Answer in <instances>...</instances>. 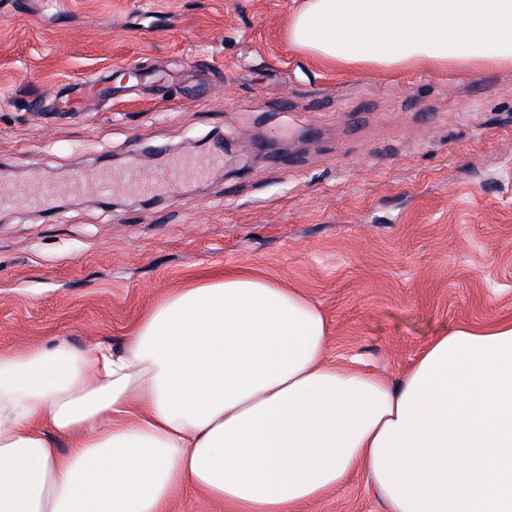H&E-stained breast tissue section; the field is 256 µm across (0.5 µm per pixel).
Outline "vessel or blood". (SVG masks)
Wrapping results in <instances>:
<instances>
[{
    "label": "vessel or blood",
    "instance_id": "1",
    "mask_svg": "<svg viewBox=\"0 0 512 512\" xmlns=\"http://www.w3.org/2000/svg\"><path fill=\"white\" fill-rule=\"evenodd\" d=\"M109 86L99 83L85 84L61 98L57 109L61 112H93L104 97L111 95ZM220 160L219 155L183 156L171 159L152 178H144L139 168L132 167L115 175L111 170L103 168L91 174H83L75 178L69 186L70 191L84 192L98 189L110 191H151L165 190L173 187L178 181L186 178L203 177L208 170ZM55 185H42L38 191H30L25 187H0V207H11L25 204L34 207L49 205L58 194Z\"/></svg>",
    "mask_w": 512,
    "mask_h": 512
}]
</instances>
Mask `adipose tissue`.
I'll use <instances>...</instances> for the list:
<instances>
[{"instance_id":"ef3b65f1","label":"adipose tissue","mask_w":512,"mask_h":512,"mask_svg":"<svg viewBox=\"0 0 512 512\" xmlns=\"http://www.w3.org/2000/svg\"><path fill=\"white\" fill-rule=\"evenodd\" d=\"M339 67L512 68V0H303ZM318 306L248 276L164 296L121 349H0V512H303L365 469L387 512H512V323L432 337L397 382L331 363ZM173 512H225L224 505L209 502L189 494H181L176 498Z\"/></svg>"}]
</instances>
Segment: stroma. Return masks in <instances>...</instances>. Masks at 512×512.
<instances>
[{
  "mask_svg": "<svg viewBox=\"0 0 512 512\" xmlns=\"http://www.w3.org/2000/svg\"><path fill=\"white\" fill-rule=\"evenodd\" d=\"M302 0H0V164L16 184L227 143L222 167L112 208H9L0 348L122 346L169 292L297 289L336 363L398 379L449 326L512 322V70H340L292 47ZM98 111L55 94L114 71ZM305 512H386L365 472Z\"/></svg>",
  "mask_w": 512,
  "mask_h": 512,
  "instance_id": "1",
  "label": "stroma"
}]
</instances>
